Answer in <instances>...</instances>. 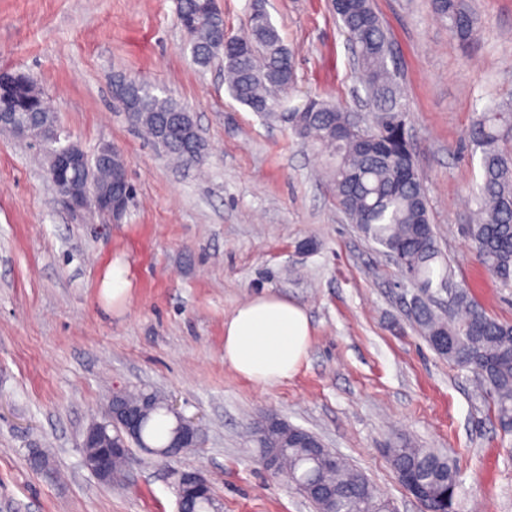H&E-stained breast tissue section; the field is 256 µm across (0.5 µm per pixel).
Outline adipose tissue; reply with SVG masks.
Instances as JSON below:
<instances>
[{
    "label": "adipose tissue",
    "mask_w": 512,
    "mask_h": 512,
    "mask_svg": "<svg viewBox=\"0 0 512 512\" xmlns=\"http://www.w3.org/2000/svg\"><path fill=\"white\" fill-rule=\"evenodd\" d=\"M310 318L296 302L273 294L249 298L224 322V363L258 385L291 378L305 361Z\"/></svg>",
    "instance_id": "adipose-tissue-1"
}]
</instances>
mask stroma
<instances>
[{"mask_svg": "<svg viewBox=\"0 0 512 512\" xmlns=\"http://www.w3.org/2000/svg\"><path fill=\"white\" fill-rule=\"evenodd\" d=\"M295 53L292 103L318 95L366 112L331 0H263ZM483 30L462 43L428 0H373L410 110L437 246L457 284L512 323V288L462 232L476 207L483 108L512 100V0H472ZM28 75L63 136L121 153L135 189L120 223L71 210L47 176L45 148L0 131V512H177V479L199 471L223 512H317L263 467L252 428L274 414L361 470L396 512H426L388 449L431 448L457 469L456 512H512V436L472 372L448 363L413 321L414 290L384 249L336 204L331 155L235 101L224 64H193L177 0H0V71ZM121 74L165 89L206 144L196 166L143 139L112 97ZM129 267L121 305L102 294L113 259ZM271 292L312 328L299 371L273 386L224 364V322ZM164 397L200 430L161 458L128 448L108 485L85 467V430L115 392ZM48 456L30 467L33 449Z\"/></svg>", "mask_w": 512, "mask_h": 512, "instance_id": "1", "label": "stroma"}]
</instances>
